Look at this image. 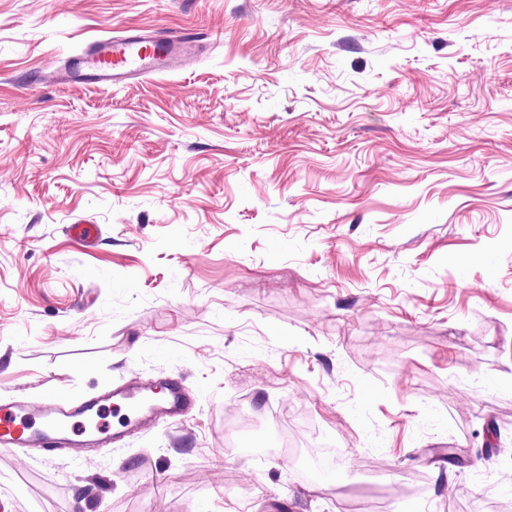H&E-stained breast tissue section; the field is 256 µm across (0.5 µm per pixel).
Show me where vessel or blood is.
I'll return each mask as SVG.
<instances>
[{
	"label": "vessel or blood",
	"mask_w": 512,
	"mask_h": 512,
	"mask_svg": "<svg viewBox=\"0 0 512 512\" xmlns=\"http://www.w3.org/2000/svg\"><path fill=\"white\" fill-rule=\"evenodd\" d=\"M199 52V40L187 32L131 27L88 43L69 58L61 75L72 86H112L175 71ZM195 403L179 378L160 383L133 380L103 397L71 402L49 392L37 403L14 396L0 400V449L36 447L53 453L85 448L145 426L171 424L190 415ZM125 413L109 430L105 418Z\"/></svg>",
	"instance_id": "vessel-or-blood-1"
}]
</instances>
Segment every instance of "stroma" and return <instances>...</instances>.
<instances>
[{
  "instance_id": "stroma-1",
  "label": "stroma",
  "mask_w": 512,
  "mask_h": 512,
  "mask_svg": "<svg viewBox=\"0 0 512 512\" xmlns=\"http://www.w3.org/2000/svg\"><path fill=\"white\" fill-rule=\"evenodd\" d=\"M132 25L206 49L56 80ZM174 369L181 422L0 450V512H512V0H0V399ZM276 410L337 480L240 452Z\"/></svg>"
}]
</instances>
